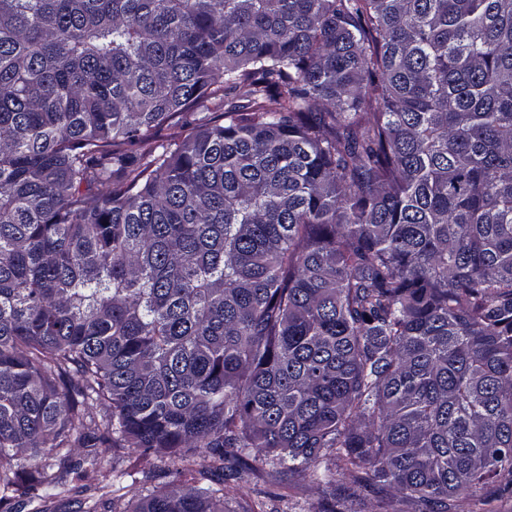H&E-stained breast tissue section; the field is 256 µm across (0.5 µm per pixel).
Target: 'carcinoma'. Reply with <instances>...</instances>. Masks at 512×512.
Wrapping results in <instances>:
<instances>
[{"mask_svg": "<svg viewBox=\"0 0 512 512\" xmlns=\"http://www.w3.org/2000/svg\"><path fill=\"white\" fill-rule=\"evenodd\" d=\"M77 447L512 498V0H0V512Z\"/></svg>", "mask_w": 512, "mask_h": 512, "instance_id": "cac0c4a2", "label": "carcinoma"}]
</instances>
